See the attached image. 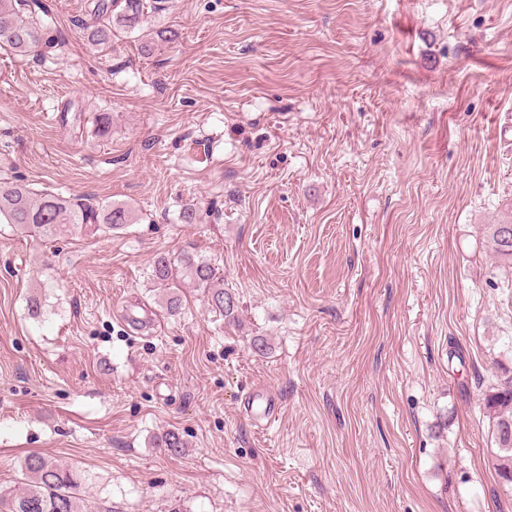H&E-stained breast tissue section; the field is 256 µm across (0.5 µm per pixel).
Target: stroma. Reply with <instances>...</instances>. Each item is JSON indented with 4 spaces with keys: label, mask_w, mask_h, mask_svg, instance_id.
<instances>
[{
    "label": "stroma",
    "mask_w": 512,
    "mask_h": 512,
    "mask_svg": "<svg viewBox=\"0 0 512 512\" xmlns=\"http://www.w3.org/2000/svg\"><path fill=\"white\" fill-rule=\"evenodd\" d=\"M50 3L62 54L0 49V179L138 221L0 224V488L35 451L103 512H512L480 406L512 369V0H163L103 52ZM185 253L238 323L189 282L163 308ZM491 250L502 268L512 269V221L488 225ZM217 274V268L211 262L196 259L191 254L183 255L177 265L160 258L152 269L154 283L162 292L159 295L160 301L168 313L173 315L178 312L181 306L179 288L182 282L189 279L198 286L208 289V304L213 312H218L224 320L235 321L238 312L236 298L224 289V278L218 277Z\"/></svg>",
    "instance_id": "1"
}]
</instances>
